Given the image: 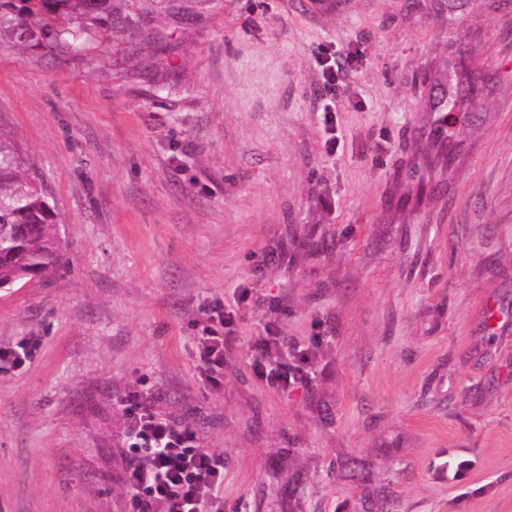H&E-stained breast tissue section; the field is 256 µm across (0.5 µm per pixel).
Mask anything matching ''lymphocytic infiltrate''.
<instances>
[{"label": "lymphocytic infiltrate", "instance_id": "1", "mask_svg": "<svg viewBox=\"0 0 512 512\" xmlns=\"http://www.w3.org/2000/svg\"><path fill=\"white\" fill-rule=\"evenodd\" d=\"M206 324L199 336L194 357L202 370L224 369L231 342L224 331L233 323L231 312L215 306L205 309ZM252 349L259 356L287 350L296 365H280L268 377L285 393L307 381L301 366L312 352L289 345L284 336L256 337ZM124 410L130 419L126 438L125 482L129 512H224V457L203 448L187 426L154 412L151 399H128Z\"/></svg>", "mask_w": 512, "mask_h": 512}]
</instances>
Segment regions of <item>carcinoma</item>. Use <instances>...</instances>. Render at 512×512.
Returning a JSON list of instances; mask_svg holds the SVG:
<instances>
[{"mask_svg":"<svg viewBox=\"0 0 512 512\" xmlns=\"http://www.w3.org/2000/svg\"><path fill=\"white\" fill-rule=\"evenodd\" d=\"M35 28L73 34L97 25L112 28V0H20ZM63 264L59 236L41 186L14 145L0 139V286L44 278Z\"/></svg>","mask_w":512,"mask_h":512,"instance_id":"carcinoma-1","label":"carcinoma"}]
</instances>
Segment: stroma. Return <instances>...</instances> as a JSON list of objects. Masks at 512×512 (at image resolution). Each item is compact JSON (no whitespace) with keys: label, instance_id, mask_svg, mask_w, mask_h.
<instances>
[{"label":"stroma","instance_id":"obj_1","mask_svg":"<svg viewBox=\"0 0 512 512\" xmlns=\"http://www.w3.org/2000/svg\"><path fill=\"white\" fill-rule=\"evenodd\" d=\"M121 8L75 48L0 33V133L64 262L0 288V345L33 347L0 373V512H128L133 393L223 455L224 512H512V0ZM323 48L355 56L333 154ZM272 321L318 345L287 395L249 350ZM206 325L198 336L193 353L198 366L209 373L224 371V357L231 343L232 336H224V329L233 323V314L224 312L220 306L211 307L203 311Z\"/></svg>","mask_w":512,"mask_h":512}]
</instances>
